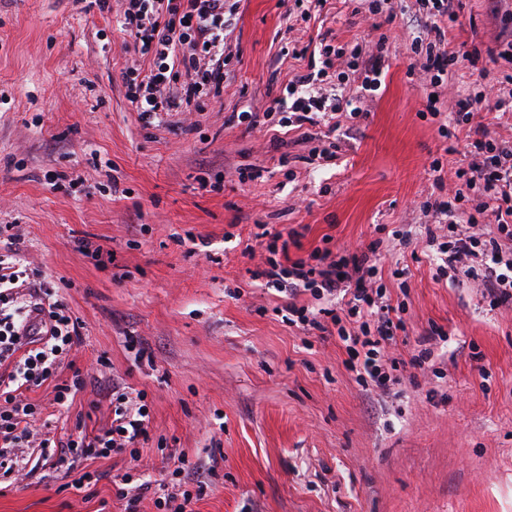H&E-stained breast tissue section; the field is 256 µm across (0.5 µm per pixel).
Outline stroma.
I'll use <instances>...</instances> for the list:
<instances>
[{
  "label": "stroma",
  "mask_w": 512,
  "mask_h": 512,
  "mask_svg": "<svg viewBox=\"0 0 512 512\" xmlns=\"http://www.w3.org/2000/svg\"><path fill=\"white\" fill-rule=\"evenodd\" d=\"M116 6L0 0V225H21L27 260L84 326L67 359L95 379L67 408L34 392L44 418L63 438L91 433L109 419L106 390L118 381L146 392L149 438L139 459L88 461L109 477L84 491L29 454L0 483V512H125L111 475L156 485L182 453L220 461L185 480L189 490L205 484L196 512H512V311L437 283L434 261L384 242L382 280L404 300L411 338L388 356L409 360L413 339L434 324L448 339L433 347L435 373L408 367L398 396L382 398L346 370L338 337L288 323L283 298L249 276L265 250L242 248L262 224L305 226L306 253L326 235L367 243L377 226L411 223L412 205L432 191L434 158L453 184L460 157L442 155L437 120L418 115L424 84L406 75L402 20L370 25L326 0L297 23L305 40L386 34L389 58L336 163L312 167L295 147L282 168L273 132L224 124L245 102L271 106L269 85L305 68L279 53L282 0H241L231 40L241 61L221 101L149 130L126 97L130 54ZM494 29L484 0H466L448 39L487 43ZM249 164L260 176L240 182ZM204 175L223 177V189L202 187ZM190 235L207 239V252H191ZM83 240L111 259L86 257ZM398 265L406 283L390 276Z\"/></svg>",
  "instance_id": "35a3bbf8"
}]
</instances>
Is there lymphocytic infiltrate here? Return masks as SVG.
<instances>
[{
    "label": "lymphocytic infiltrate",
    "instance_id": "f902f5d3",
    "mask_svg": "<svg viewBox=\"0 0 512 512\" xmlns=\"http://www.w3.org/2000/svg\"><path fill=\"white\" fill-rule=\"evenodd\" d=\"M118 24L141 59L127 67V97L145 127L161 125L165 117L217 98L224 79L240 57L229 45L228 22L235 0H124ZM501 27L492 46H448V30L459 20L462 0H413L417 26L406 46L408 75L428 76L433 94L425 112L439 118L444 153L462 151L448 199L427 198L418 206L425 233L412 237L395 230L399 244L416 243L451 273V282L475 283L490 309H512V142L492 135L478 121V105L488 111L512 108V73L491 76L489 64L512 65V7L491 0ZM293 58L306 60L305 73L280 91L276 107L262 112L245 107L231 122L248 132L276 125L294 131L308 145V162L336 159L343 122L366 118V103L381 85L388 46L386 40L356 38L340 43L320 40L315 47L292 46ZM462 67L475 79L469 92H457L448 112L437 97L450 88L452 70ZM302 234L263 230L259 244L267 253L264 268L253 271L266 288L286 298L292 324L321 334L337 335L349 358L347 369L363 388L392 394L401 379L399 360H385L387 346L406 332L403 304L393 303L379 279L381 240L355 248L333 245L323 237L307 257L291 258L301 249ZM20 234L8 237L7 258H0V477L9 478L15 459L39 449L43 458L66 465L71 486L82 489L103 477L102 471L79 470L80 461L106 459L113 452L148 440L151 412L143 391L112 386V418L78 438H58L37 429L43 409L29 394L49 387L51 402L69 405L87 385V374L73 369L61 379L64 355L82 340V323L57 299L53 285L30 269L19 247ZM308 293L322 308L297 305Z\"/></svg>",
    "mask_w": 512,
    "mask_h": 512
}]
</instances>
